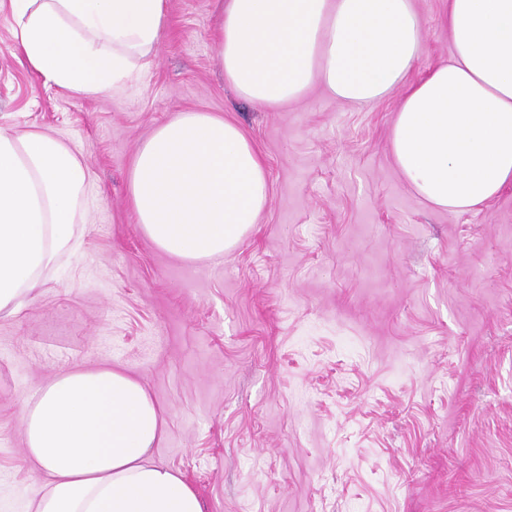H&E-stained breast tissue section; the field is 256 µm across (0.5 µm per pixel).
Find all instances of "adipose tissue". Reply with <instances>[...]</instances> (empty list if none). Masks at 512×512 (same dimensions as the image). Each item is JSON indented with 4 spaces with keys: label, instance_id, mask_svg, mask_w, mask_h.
<instances>
[{
    "label": "adipose tissue",
    "instance_id": "1",
    "mask_svg": "<svg viewBox=\"0 0 512 512\" xmlns=\"http://www.w3.org/2000/svg\"><path fill=\"white\" fill-rule=\"evenodd\" d=\"M13 37L45 82L97 96L140 77L167 0H10ZM451 57L419 81L415 0H222L214 50L238 97L277 109L323 88L354 107L403 89L392 159L435 207L467 211L512 182V0H448ZM86 169L51 133L0 129V314H15L75 244ZM132 212L162 252L197 264L258 223L269 182L253 142L210 112L157 125L129 170ZM165 421L123 371L73 368L26 401L27 512H204L177 472L149 464Z\"/></svg>",
    "mask_w": 512,
    "mask_h": 512
}]
</instances>
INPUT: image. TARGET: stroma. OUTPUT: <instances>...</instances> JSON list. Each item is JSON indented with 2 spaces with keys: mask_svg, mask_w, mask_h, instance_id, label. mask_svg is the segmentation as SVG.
<instances>
[{
  "mask_svg": "<svg viewBox=\"0 0 512 512\" xmlns=\"http://www.w3.org/2000/svg\"><path fill=\"white\" fill-rule=\"evenodd\" d=\"M218 0H168L141 80L96 97L44 84L0 10V128L63 139L88 172L77 247L0 317V512L42 477L19 411L76 366L124 371L163 412L152 464L204 512H512V184L471 211L404 181L400 92L350 107L313 89L237 97L214 52ZM414 74L447 61L445 0H416ZM237 123L270 203L230 253L158 250L128 203L138 145L173 113Z\"/></svg>",
  "mask_w": 512,
  "mask_h": 512,
  "instance_id": "stroma-1",
  "label": "stroma"
}]
</instances>
